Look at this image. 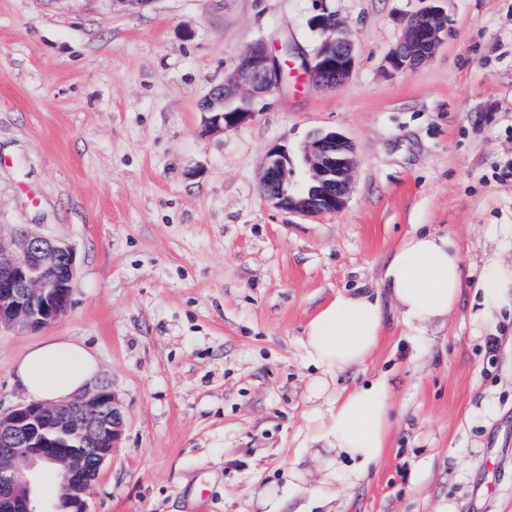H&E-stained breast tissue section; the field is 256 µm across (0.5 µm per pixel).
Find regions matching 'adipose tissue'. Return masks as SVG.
Returning <instances> with one entry per match:
<instances>
[{
  "instance_id": "ef3b65f1",
  "label": "adipose tissue",
  "mask_w": 512,
  "mask_h": 512,
  "mask_svg": "<svg viewBox=\"0 0 512 512\" xmlns=\"http://www.w3.org/2000/svg\"><path fill=\"white\" fill-rule=\"evenodd\" d=\"M466 274L454 239L412 233L390 253L383 286L398 306L400 320L417 336L445 321L458 303ZM485 315L512 305V269L491 264L474 284ZM385 326L379 296L336 295L307 323L300 339L305 360L318 371L308 384L305 440L288 467L283 487L258 493L259 505L287 502L305 494L319 512H337L340 489L361 482L387 446L392 399L378 380L342 392L329 381L366 364L377 351ZM99 368L86 344L63 336L30 346L15 363V376L37 402L69 399L93 380Z\"/></svg>"
}]
</instances>
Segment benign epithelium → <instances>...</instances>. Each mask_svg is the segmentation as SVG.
<instances>
[{"instance_id": "obj_1", "label": "benign epithelium", "mask_w": 512, "mask_h": 512, "mask_svg": "<svg viewBox=\"0 0 512 512\" xmlns=\"http://www.w3.org/2000/svg\"><path fill=\"white\" fill-rule=\"evenodd\" d=\"M443 0H421L422 7L402 18V33L387 64L396 72L417 69L431 58L445 31ZM310 25L323 34L306 64L313 84L336 89L351 76L355 51L344 24L320 14ZM284 79L279 56L262 42L242 54L224 84L201 102L208 124L223 130L254 115L252 103L278 88ZM311 183L299 194L288 191V153L274 146L265 154L260 189L273 205L314 217L341 210L350 189L355 152L336 131L317 134L305 151ZM74 249L61 241L16 227L0 235V328L40 329L69 312L76 279ZM124 430L112 382L100 379L65 401L22 402L0 411V512H39L32 498L34 470L57 468L64 483L67 512H88L93 481L118 447Z\"/></svg>"}]
</instances>
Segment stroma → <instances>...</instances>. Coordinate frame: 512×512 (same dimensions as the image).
Listing matches in <instances>:
<instances>
[{
  "instance_id": "stroma-1",
  "label": "stroma",
  "mask_w": 512,
  "mask_h": 512,
  "mask_svg": "<svg viewBox=\"0 0 512 512\" xmlns=\"http://www.w3.org/2000/svg\"><path fill=\"white\" fill-rule=\"evenodd\" d=\"M419 0H0V232L17 225L70 244L72 306L38 330L0 331V409L30 345L66 336L94 349L125 430L89 512H255L287 479L304 439L300 338L339 293L382 294L373 359L338 380L384 376L387 448L342 496L343 512H512V310L477 319L465 289L414 349L382 277L408 233L454 237L471 278L512 266V0H445L447 34L408 72L385 60ZM341 20L352 76L313 86ZM293 43L286 80L234 128L200 103L259 41ZM335 130L357 167L343 209L303 217L259 187L267 150L287 149L291 191L304 148ZM496 339L495 352L487 342ZM324 38L313 59L306 64L313 84L336 89L351 76L355 66V51L344 24L332 15L320 14L309 21Z\"/></svg>"
}]
</instances>
